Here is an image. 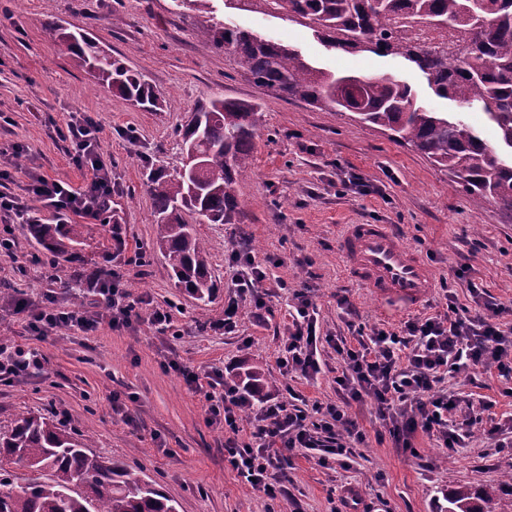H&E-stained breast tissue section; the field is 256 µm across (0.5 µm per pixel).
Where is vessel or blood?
I'll return each instance as SVG.
<instances>
[{
  "label": "vessel or blood",
  "instance_id": "vessel-or-blood-1",
  "mask_svg": "<svg viewBox=\"0 0 512 512\" xmlns=\"http://www.w3.org/2000/svg\"><path fill=\"white\" fill-rule=\"evenodd\" d=\"M338 249L347 277L375 297L396 295L416 307L427 301L434 286L429 267L388 225H347Z\"/></svg>",
  "mask_w": 512,
  "mask_h": 512
}]
</instances>
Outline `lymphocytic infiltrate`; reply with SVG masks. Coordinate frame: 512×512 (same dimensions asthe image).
Listing matches in <instances>:
<instances>
[{
  "label": "lymphocytic infiltrate",
  "instance_id": "1",
  "mask_svg": "<svg viewBox=\"0 0 512 512\" xmlns=\"http://www.w3.org/2000/svg\"><path fill=\"white\" fill-rule=\"evenodd\" d=\"M99 128L83 113L72 114L66 124V136L72 149V161L88 172L83 188L72 190L65 182L46 176L32 177L27 196L59 212H71L93 221L111 209L112 167L98 150ZM26 196V197H27ZM232 263L246 268L235 286L239 294H252V315L263 319L266 304L255 290L266 278V268L250 251L239 250ZM96 301L93 308L59 311L44 305L27 311V326L37 337L58 327L75 328L89 334L101 323L112 329L132 327L141 318H149L159 330H167L171 320L167 311L149 308L144 297H131L120 286L116 272H102L89 285ZM290 311L286 355L278 361L282 375L301 373L314 378L321 371L317 357L318 336L307 293L295 296ZM504 304L475 301L461 307L449 301L444 316L409 320L397 331L375 330L348 346L341 337L330 344L340 355L343 366L336 378V398L315 402L311 410L289 405L278 393H268L260 404H253L244 389L234 382L224 384L221 398L207 396L206 420L222 425L228 437L224 441V459L239 474L249 478L252 488L270 497L288 491L290 454L298 448H321L326 454L346 457L355 444L364 442L350 409L353 404L373 402L389 435L402 448L412 446L415 433L435 439L442 448L456 451L472 437L480 403L462 422L452 416L458 407L455 396L442 383L451 372L497 369L512 374V330H503L498 318L506 313ZM46 358L37 349L0 347V381L15 380L43 369ZM249 420V441L239 440L242 420Z\"/></svg>",
  "mask_w": 512,
  "mask_h": 512
}]
</instances>
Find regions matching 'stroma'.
<instances>
[{"instance_id": "obj_1", "label": "stroma", "mask_w": 512, "mask_h": 512, "mask_svg": "<svg viewBox=\"0 0 512 512\" xmlns=\"http://www.w3.org/2000/svg\"><path fill=\"white\" fill-rule=\"evenodd\" d=\"M51 19L87 33L143 75L157 108L144 110L95 85L48 31ZM206 21L266 33L297 47L320 68L409 79L418 102L462 116L490 144L498 142L483 112L436 97L402 60L335 53L314 31L284 16L231 10L223 0H211L204 12L174 0H0V113L12 119L0 125V146H24V164L13 168L10 180H0V194L23 196L33 175L84 186L86 173L72 164L61 133L73 112L97 121L101 153L112 163V210L105 222L35 209L41 223L78 224L75 260L33 264L43 250L23 224L12 227L13 252L0 253V343L35 347L48 359L40 374L0 382V428L30 411L70 423L89 436L95 453L123 460L136 476L157 484L177 512H445L451 490L497 486L512 470V451L499 450L479 431L451 455L423 434L406 451L383 434L370 403L352 409L366 442L343 463L332 458L323 464L320 451H297L287 496L269 498L225 462L223 428L206 422L203 393L167 369L169 360L218 374L254 365L265 372V391L289 387L309 404L335 399L342 359L328 337L397 330L405 321L445 314L450 293L458 305H471L474 286L489 300L512 302V217L493 203L474 205L447 171L387 132L258 87L232 57L199 39L197 29ZM220 95L257 106L258 136L253 173L235 186L239 206L233 223L197 227L209 246L217 284L212 301L201 302L176 288L155 247L145 182L150 169L172 173L181 167L179 129ZM348 224L389 225L447 288H433L418 309L400 296L373 297L345 275L338 238ZM116 228L125 249L115 246ZM245 244L267 267L258 292L269 312L256 321L250 302H242L237 327L227 334L218 323L237 295L227 259ZM137 250L145 265L130 263ZM103 269L117 270L132 296L167 310L171 328L163 333L144 321L115 330L104 323L89 335L70 328L40 340L28 331L18 303L49 299L62 310L87 304L80 286ZM299 290L313 301L320 336L322 370L313 380L282 377L277 365ZM340 291L348 304L337 303ZM445 386L461 404L488 402L486 418L512 419L510 377L455 373Z\"/></svg>"}]
</instances>
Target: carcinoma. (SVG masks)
<instances>
[{
    "label": "carcinoma",
    "instance_id": "obj_1",
    "mask_svg": "<svg viewBox=\"0 0 512 512\" xmlns=\"http://www.w3.org/2000/svg\"><path fill=\"white\" fill-rule=\"evenodd\" d=\"M244 10L284 14L310 27L325 46L351 55L404 59L433 93L463 105L478 103L497 127L500 147L486 142L464 120L435 112L416 99L412 85L395 76L365 78L314 67L299 49L224 22L204 24L198 36L233 56L252 81L285 99L349 112L390 132L434 165L448 171L475 204L494 202L512 214V0H246ZM452 30L451 46L424 47L414 26ZM73 63L138 106L157 105L150 87L122 60L85 33L47 24ZM258 134L257 106L217 97L196 110L180 130L184 149L201 155L202 168L186 179L157 168L146 187L157 225L156 245L176 285L192 297L211 299L216 286L210 252L195 224H228L237 209L236 181L252 173ZM32 238L53 257L72 258L75 224H30ZM499 489L459 487L448 512H486ZM0 512H176L172 499L135 476L126 462L101 456L65 425L28 412L0 431Z\"/></svg>",
    "mask_w": 512,
    "mask_h": 512
}]
</instances>
